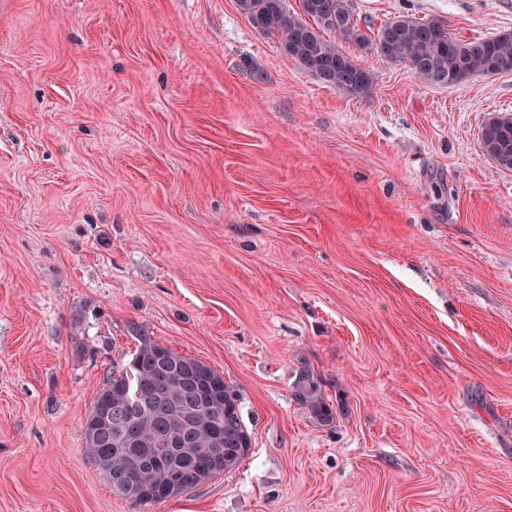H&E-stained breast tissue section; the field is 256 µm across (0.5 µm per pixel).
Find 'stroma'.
Segmentation results:
<instances>
[{
	"label": "stroma",
	"mask_w": 512,
	"mask_h": 512,
	"mask_svg": "<svg viewBox=\"0 0 512 512\" xmlns=\"http://www.w3.org/2000/svg\"><path fill=\"white\" fill-rule=\"evenodd\" d=\"M352 5L512 29V0ZM353 57L360 97L235 0H0V512H512V172L480 138L512 74ZM137 329L239 385L252 438L147 508L82 430ZM291 395L314 425L327 430L335 428L337 411L343 408L344 403L341 399L338 401L336 396L334 405L323 388L320 372L306 359L297 360Z\"/></svg>",
	"instance_id": "35a3bbf8"
}]
</instances>
